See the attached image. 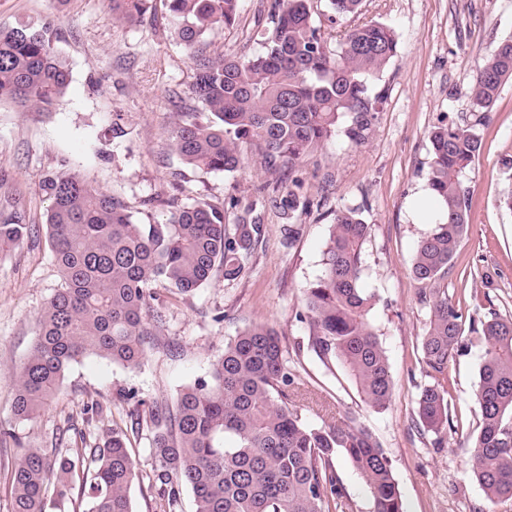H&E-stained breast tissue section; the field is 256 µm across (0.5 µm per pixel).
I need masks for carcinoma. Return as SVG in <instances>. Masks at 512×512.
Returning <instances> with one entry per match:
<instances>
[{
	"mask_svg": "<svg viewBox=\"0 0 512 512\" xmlns=\"http://www.w3.org/2000/svg\"><path fill=\"white\" fill-rule=\"evenodd\" d=\"M115 20L155 22L154 0H104ZM170 30L193 52L190 90L197 105L180 113L171 146L181 162L202 171L232 172L246 152H258L267 171H298L302 160L337 132L358 145L368 138L381 97L369 80L397 53L394 30L369 23L331 44L315 25L310 0H275L262 51L253 56L203 51L207 37L234 26L239 0H161ZM331 22L359 11L362 0H329ZM512 81V39L501 42L476 71L473 103L481 114ZM69 69L55 51L50 27H0V102L27 112H49L66 94ZM428 190L442 218L416 248L412 274L430 309L421 342L432 383L416 400L417 423L436 436L450 426L445 385L448 362L463 338L461 309L442 291L448 266L467 227L461 176L481 149L471 127L441 124L429 135ZM302 181L289 180L275 198L286 217L306 209ZM49 242L62 279L37 320L36 339L19 368L13 413L38 415L56 396L71 363L98 356L126 366L140 363L149 339L166 325L152 305V285L178 294L208 285L214 274L242 277L263 225L239 217L226 223L229 204L199 200L164 223L139 224L119 198L75 174L46 176ZM26 215L13 198L0 208V247L27 233ZM371 227L357 208L338 211L323 252L322 274L307 289L303 319L307 349L326 367L339 364L361 399L388 408L393 379L371 318L375 296L361 286L364 246ZM483 356L475 398L480 431L472 443L473 475L489 508L512 501V317L495 313L481 323ZM296 374L276 330L254 324L230 339L212 364L210 380L184 387L170 407L156 404L149 419L158 488L156 512H178L183 489L195 512H333L343 487L336 457L346 456L365 478L373 512H404L391 462L375 435L354 419L308 422L297 404ZM121 430L102 447L74 448L53 459L31 450L11 471L8 512H133L130 490L142 472Z\"/></svg>",
	"mask_w": 512,
	"mask_h": 512,
	"instance_id": "1",
	"label": "carcinoma"
}]
</instances>
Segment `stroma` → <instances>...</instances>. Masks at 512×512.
Instances as JSON below:
<instances>
[{"label":"stroma","mask_w":512,"mask_h":512,"mask_svg":"<svg viewBox=\"0 0 512 512\" xmlns=\"http://www.w3.org/2000/svg\"><path fill=\"white\" fill-rule=\"evenodd\" d=\"M311 4L328 41L379 22L395 30L398 45L370 83L382 100L368 140L355 145L338 134L302 162L298 175L312 206L295 213L301 231L288 245L283 216L270 202L287 192V171L262 172L250 156L236 171L205 172L180 164L172 153L170 132L180 118L172 93L191 97L193 64L183 44L157 36L149 25L113 20L104 0H0V26L49 25L70 72L69 88L52 111L0 104V197H19L29 224L18 245L0 249V428L12 432L0 439V512H7L12 468L34 449L62 454L67 444L79 442L93 448L118 428L127 431L140 470L150 471L151 426L132 429L121 391L137 390L144 413L157 403L174 404L185 386L208 376L229 339L260 322L275 328L301 378L306 418L350 415L378 437L405 512L485 507L469 452L479 432L474 390L483 348L476 330L489 313L512 316V211L500 204L512 193V81L480 123L470 85L487 54L512 39V0H363L358 13L334 24L329 0ZM273 5L240 0L237 24L215 32L214 46L229 55L260 53ZM444 122L475 126L481 151L462 178L469 226L446 281L464 315L466 338L448 364L453 426L437 447L431 435L421 434L414 414L428 382L420 358L430 312L411 268L418 242L435 226L426 203L428 133ZM116 124L124 136H113ZM53 172L78 175L119 197L141 224L165 221L177 205L233 197L240 206H255L265 235L235 282L218 273L189 296L157 286L166 326L152 337L139 366L81 358L45 410L20 420L11 411L16 372L33 346L39 313L61 286L46 233L50 202L41 189ZM347 207L359 208L371 226L362 282L376 296L372 317L393 378L391 403L382 412L361 400L341 368L326 369L296 349L308 334L297 313L321 273L335 214ZM91 402L101 404L102 412H85ZM335 465L345 512H372L365 480L345 457Z\"/></svg>","instance_id":"obj_1"}]
</instances>
